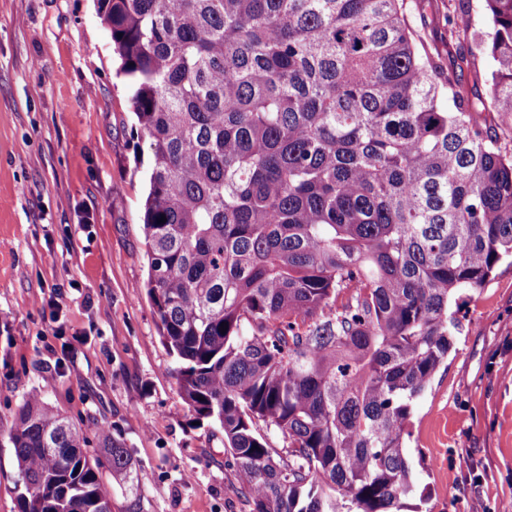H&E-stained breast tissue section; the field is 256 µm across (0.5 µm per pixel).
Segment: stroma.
Listing matches in <instances>:
<instances>
[{
  "mask_svg": "<svg viewBox=\"0 0 512 512\" xmlns=\"http://www.w3.org/2000/svg\"><path fill=\"white\" fill-rule=\"evenodd\" d=\"M448 0H407L440 57ZM96 0H0V512H18L7 430L39 393L93 435L120 429L150 480L112 512H250L220 436L193 427L147 295L146 139ZM448 361L417 400L407 455L428 497L409 512L512 500V259L469 292Z\"/></svg>",
  "mask_w": 512,
  "mask_h": 512,
  "instance_id": "stroma-1",
  "label": "stroma"
}]
</instances>
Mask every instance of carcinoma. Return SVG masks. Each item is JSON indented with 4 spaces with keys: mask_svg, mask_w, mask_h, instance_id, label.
Segmentation results:
<instances>
[{
    "mask_svg": "<svg viewBox=\"0 0 512 512\" xmlns=\"http://www.w3.org/2000/svg\"><path fill=\"white\" fill-rule=\"evenodd\" d=\"M480 9L488 39L445 66L405 0H97L149 140L159 335L250 512H401L417 490L403 436L451 302L512 258V150L489 122L512 125V0ZM8 442L19 512H112L102 456L132 496L147 480L120 435L90 449L37 392Z\"/></svg>",
    "mask_w": 512,
    "mask_h": 512,
    "instance_id": "carcinoma-1",
    "label": "carcinoma"
}]
</instances>
